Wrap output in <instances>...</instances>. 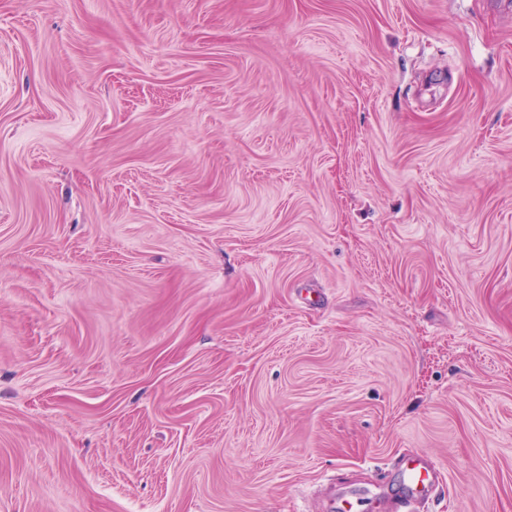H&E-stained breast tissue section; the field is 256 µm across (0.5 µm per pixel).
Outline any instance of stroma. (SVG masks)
<instances>
[{
	"label": "stroma",
	"mask_w": 512,
	"mask_h": 512,
	"mask_svg": "<svg viewBox=\"0 0 512 512\" xmlns=\"http://www.w3.org/2000/svg\"><path fill=\"white\" fill-rule=\"evenodd\" d=\"M512 512V0H0V512ZM399 470L407 491L395 504V512H416L418 503L428 500L431 492L439 484V472L427 459L405 456L401 459Z\"/></svg>",
	"instance_id": "stroma-1"
}]
</instances>
